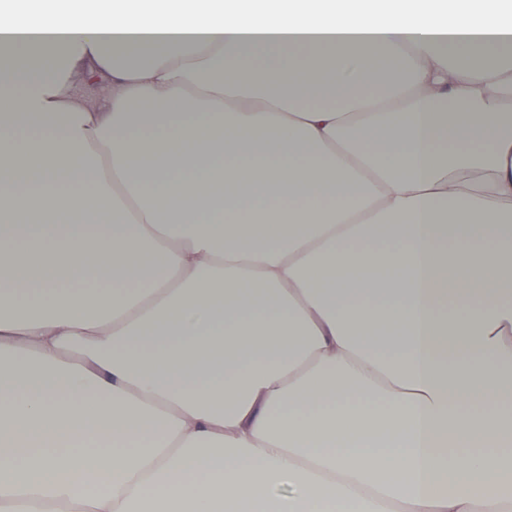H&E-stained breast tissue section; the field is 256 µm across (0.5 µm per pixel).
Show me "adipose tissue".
I'll return each instance as SVG.
<instances>
[{
    "label": "adipose tissue",
    "instance_id": "ef3b65f1",
    "mask_svg": "<svg viewBox=\"0 0 512 512\" xmlns=\"http://www.w3.org/2000/svg\"><path fill=\"white\" fill-rule=\"evenodd\" d=\"M16 2L0 512H512L506 0Z\"/></svg>",
    "mask_w": 512,
    "mask_h": 512
}]
</instances>
